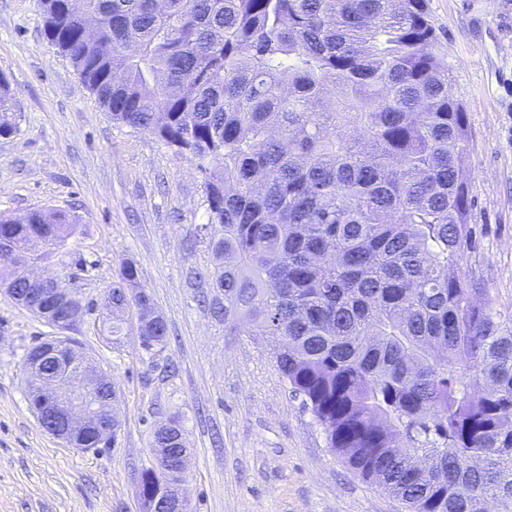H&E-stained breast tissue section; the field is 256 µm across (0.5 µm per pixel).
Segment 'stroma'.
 <instances>
[{
	"label": "stroma",
	"mask_w": 512,
	"mask_h": 512,
	"mask_svg": "<svg viewBox=\"0 0 512 512\" xmlns=\"http://www.w3.org/2000/svg\"><path fill=\"white\" fill-rule=\"evenodd\" d=\"M429 11L468 118L473 238L462 270L512 313V0H429ZM0 74L19 128L0 137V214L59 212L72 224L40 271L81 300L69 335L111 377L120 422L95 451L40 426L24 357L55 330L0 290V512H140L152 432L172 418L191 450V512H401L329 448L266 339L201 306L189 276L215 263L201 175L153 135L112 121L48 40L37 0H0ZM127 258L167 322L163 349L142 350L129 327L109 331L106 298Z\"/></svg>",
	"instance_id": "1"
}]
</instances>
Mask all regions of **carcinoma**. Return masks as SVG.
Here are the masks:
<instances>
[{
	"label": "carcinoma",
	"instance_id": "carcinoma-1",
	"mask_svg": "<svg viewBox=\"0 0 512 512\" xmlns=\"http://www.w3.org/2000/svg\"><path fill=\"white\" fill-rule=\"evenodd\" d=\"M45 32L112 121L202 175L224 323L272 343L350 470L405 512H512V315L461 263L467 114L427 0H39ZM44 215L0 216L35 247ZM112 335L141 287L112 282ZM11 293L37 302L23 279ZM188 453L182 425L158 434ZM182 480L140 477L143 512Z\"/></svg>",
	"mask_w": 512,
	"mask_h": 512
}]
</instances>
